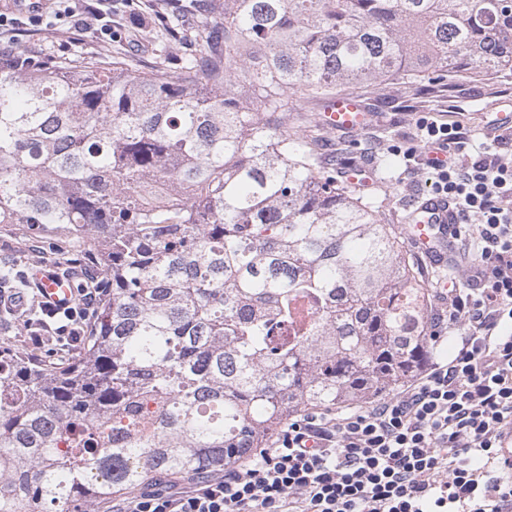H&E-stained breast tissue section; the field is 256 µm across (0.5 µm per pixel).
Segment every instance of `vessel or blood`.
<instances>
[{
    "label": "vessel or blood",
    "mask_w": 512,
    "mask_h": 512,
    "mask_svg": "<svg viewBox=\"0 0 512 512\" xmlns=\"http://www.w3.org/2000/svg\"><path fill=\"white\" fill-rule=\"evenodd\" d=\"M325 129L352 136L364 130L370 114L357 97H338L322 114ZM407 239L418 252L439 259L441 264L451 260L452 232L456 227V211L448 199L420 195L405 209L403 218ZM30 276L42 302L55 307L73 304L76 290L69 277L37 266Z\"/></svg>",
    "instance_id": "b4317fda"
}]
</instances>
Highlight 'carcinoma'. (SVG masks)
<instances>
[{
	"instance_id": "carcinoma-1",
	"label": "carcinoma",
	"mask_w": 512,
	"mask_h": 512,
	"mask_svg": "<svg viewBox=\"0 0 512 512\" xmlns=\"http://www.w3.org/2000/svg\"><path fill=\"white\" fill-rule=\"evenodd\" d=\"M154 65L0 64V224L109 282L80 353L0 340V512L208 477L438 355L402 230L322 165L312 101L512 77V0H204Z\"/></svg>"
}]
</instances>
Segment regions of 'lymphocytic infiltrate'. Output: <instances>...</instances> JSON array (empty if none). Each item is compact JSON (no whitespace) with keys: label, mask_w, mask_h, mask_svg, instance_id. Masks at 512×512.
I'll return each mask as SVG.
<instances>
[{"label":"lymphocytic infiltrate","mask_w":512,"mask_h":512,"mask_svg":"<svg viewBox=\"0 0 512 512\" xmlns=\"http://www.w3.org/2000/svg\"><path fill=\"white\" fill-rule=\"evenodd\" d=\"M417 126L448 148L430 193L455 206L459 251L479 256L467 281L450 280L448 310L434 317L456 338L452 354L394 397L304 410L223 475L186 490L156 482L114 512H512L499 458L512 435V157L468 161L460 126L428 115ZM105 294L84 265L71 306L43 305L26 320L27 348L81 349Z\"/></svg>","instance_id":"1"}]
</instances>
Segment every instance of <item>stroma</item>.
Masks as SVG:
<instances>
[{
    "label": "stroma",
    "mask_w": 512,
    "mask_h": 512,
    "mask_svg": "<svg viewBox=\"0 0 512 512\" xmlns=\"http://www.w3.org/2000/svg\"><path fill=\"white\" fill-rule=\"evenodd\" d=\"M90 0H41L42 6L23 11L0 0V13L14 18L15 26L0 32V52L12 48L15 55L48 61L61 56L83 55L111 58L123 54L152 62L156 46L147 40H115V33L133 32L139 26L154 22L161 0H136L134 12H113V37L100 35L95 28L77 32L63 19L64 10L82 11ZM505 103L512 106V79L498 81H463L456 83L443 96H431L429 91L418 90L406 95L398 90H373L366 99L372 120L360 133L346 136L325 134L321 161L328 167H341L344 159L354 164H378L388 151L415 148V157L405 160L397 157L392 169L394 191H387L378 183L369 188L372 197L384 198V206L394 220H401L404 205L414 195L424 192L433 172L427 165L428 149L420 139L416 127L418 118L425 113L442 116L457 123L471 140V154H480L486 145L505 139L512 141V131L491 134L487 126L492 119L489 105ZM71 248L70 242L59 233L50 232L39 241L31 240L24 229L14 224H0V263L18 269L47 265L62 261Z\"/></svg>",
    "instance_id": "35a3bbf8"
}]
</instances>
